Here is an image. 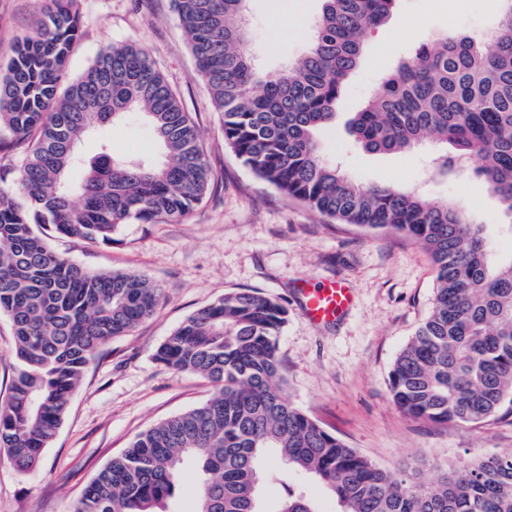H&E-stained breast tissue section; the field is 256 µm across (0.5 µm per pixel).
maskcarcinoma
Instances as JSON below:
<instances>
[{
    "label": "carcinoma",
    "mask_w": 512,
    "mask_h": 512,
    "mask_svg": "<svg viewBox=\"0 0 512 512\" xmlns=\"http://www.w3.org/2000/svg\"><path fill=\"white\" fill-rule=\"evenodd\" d=\"M247 0H172L198 72L243 166L320 215L419 243L436 269L432 310L389 371L394 403L437 424H480L512 400V259L461 208L414 191L360 184L320 154L318 132L357 69L364 40L397 0H319L309 48L266 72L249 48ZM489 40L442 36L382 78L349 121L370 153L440 142L443 175L472 171L512 215V0ZM77 0H51L0 67V151L28 144L17 196L0 191V313L17 367L0 403V450L34 470L98 350L155 310L160 289L134 272H95L58 256L35 226L90 242L122 224L173 223L205 197L213 173L165 77L133 44L106 48L64 93L80 37ZM112 88L111 110L100 94ZM144 116L160 160L112 155L107 138L79 181L75 148L90 130ZM288 310L257 290L224 294L188 316L154 359L214 387L204 403L140 433L85 489L75 512H166L183 465L203 475L192 512H320L288 482L299 472L337 512H512V453L461 461L428 483L376 465L294 405L277 356ZM282 467H267L270 454Z\"/></svg>",
    "instance_id": "carcinoma-1"
}]
</instances>
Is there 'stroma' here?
<instances>
[{"mask_svg":"<svg viewBox=\"0 0 512 512\" xmlns=\"http://www.w3.org/2000/svg\"><path fill=\"white\" fill-rule=\"evenodd\" d=\"M49 0H0V65L31 32ZM81 37L67 79L81 76L115 43L143 48L196 123L215 178L212 192L182 221L124 224L111 244L50 234L59 255L95 271L129 270L162 290L154 313L113 339L88 365L68 412L35 472L0 457V512H75L84 488L141 432L206 401L212 384L156 363L157 347L192 313L225 293L259 290L288 310L279 338L281 372L290 400L330 433L377 465L418 468L423 480L471 457L512 451V409L479 425L414 419L392 401L388 374L400 350L429 315L435 269L426 250L400 233L380 234L331 222L283 197L244 167L224 143L188 38L171 0H78ZM317 0H248L250 45L274 71L308 47ZM497 0H399L388 22L368 33L364 59L350 77L336 123L319 135L326 162L355 181L418 192L455 203L487 227L491 249L512 258V216L471 175L438 176L426 162L435 143L405 153L373 154L346 122L380 77L437 36L489 37ZM118 158H153L157 143L139 117L105 128ZM348 279L355 301L340 322L313 325L301 313L299 283Z\"/></svg>","mask_w":512,"mask_h":512,"instance_id":"1","label":"stroma"}]
</instances>
